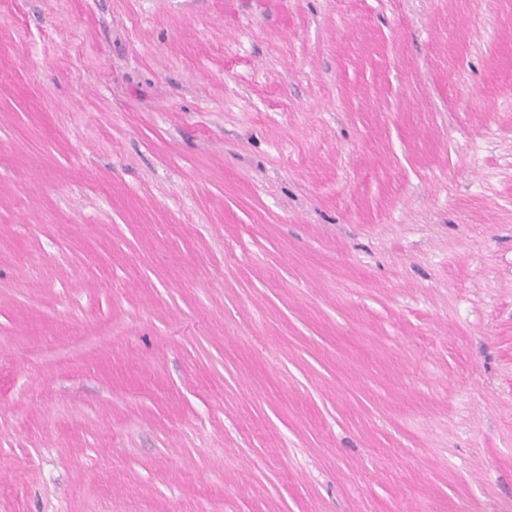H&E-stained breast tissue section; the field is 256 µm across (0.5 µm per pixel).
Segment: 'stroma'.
I'll return each mask as SVG.
<instances>
[{"label":"stroma","instance_id":"1","mask_svg":"<svg viewBox=\"0 0 512 512\" xmlns=\"http://www.w3.org/2000/svg\"><path fill=\"white\" fill-rule=\"evenodd\" d=\"M0 512H512V0H0Z\"/></svg>","mask_w":512,"mask_h":512}]
</instances>
